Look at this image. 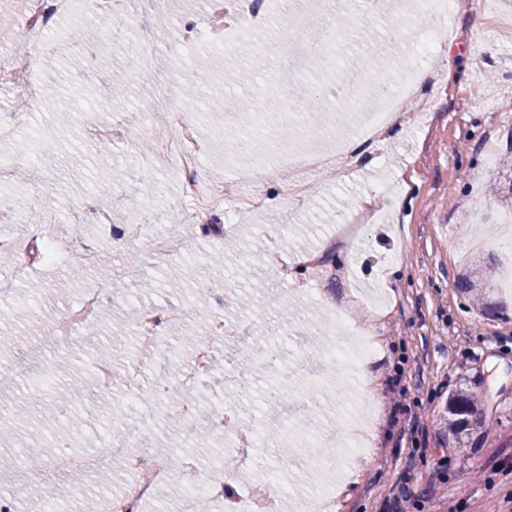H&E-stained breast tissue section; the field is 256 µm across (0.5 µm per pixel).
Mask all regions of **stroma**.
Returning <instances> with one entry per match:
<instances>
[{
	"label": "stroma",
	"mask_w": 512,
	"mask_h": 512,
	"mask_svg": "<svg viewBox=\"0 0 512 512\" xmlns=\"http://www.w3.org/2000/svg\"><path fill=\"white\" fill-rule=\"evenodd\" d=\"M309 2L266 0L265 26L247 36L264 58L254 67L238 45L210 40L211 0H182L174 11L156 0H111L98 38L82 45L68 38L87 19L78 7L25 60L15 53L25 0H0V63L23 64L41 91L29 104L0 83V165L13 170L0 180V239L23 246L52 221L97 257L91 264L64 249L21 277L13 263H0V336L12 339L0 347V423L11 430L0 437V457L15 461L0 468V499L27 482L19 512H44L36 477L63 452L74 466L54 483L50 505L75 512L78 486L107 508L114 486L99 483L92 461L112 435L146 447L166 440L223 480L225 435L210 425L223 403L270 441L257 449L252 476L234 478L237 500L283 466L292 490L279 512H311L322 491L332 494L333 512H503L512 497V292L500 285L512 254V174L501 167L512 155V0L462 6L450 56L434 50V75L423 83L432 111L371 144L358 135L350 104L366 99L377 70L393 80L412 63L420 22L405 16L404 0H381L374 15L325 0L316 17ZM342 26L348 36L338 60L348 70L325 77V61L311 56L303 93L313 103L303 121L291 119L275 106L288 92L281 74L289 42L310 27L332 38ZM201 73L208 82L200 98L185 97L184 118L199 132L206 181L224 191L213 215L217 237L184 221L172 162L141 150L169 126L160 90L183 94ZM263 97L271 101L264 145L239 152L254 127L250 105ZM97 118L128 128L129 137L87 139L84 125ZM287 154L327 161L306 169L308 198L274 210L238 207L291 179ZM367 199L382 207V219L337 238V225ZM102 213L109 223H98ZM135 222L169 238L175 251L116 235ZM272 250L287 272L268 264ZM93 290L100 311L119 314V323L93 321L55 345L52 323ZM331 296L346 304L347 339L375 345L351 371L322 359L346 339L330 322ZM199 297L227 324L249 323L266 370L248 391L238 389L240 349L231 341L216 342L213 367L197 385L178 387L196 345L209 339ZM144 306L168 317L161 347L148 354L132 329ZM35 344L51 372L33 395L26 373L12 366ZM109 347L117 366L140 363V398L130 399L120 382L114 402L98 399L93 367ZM158 383L196 404L194 434L169 418L161 398L144 399ZM461 394L475 412L459 429L451 403ZM325 430L340 439L357 434L368 454L308 447Z\"/></svg>",
	"instance_id": "35a3bbf8"
}]
</instances>
